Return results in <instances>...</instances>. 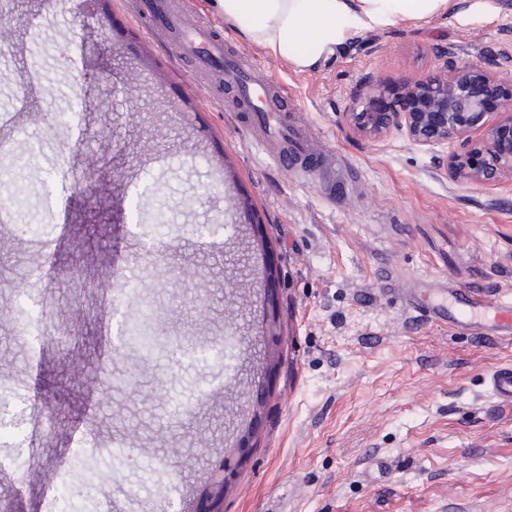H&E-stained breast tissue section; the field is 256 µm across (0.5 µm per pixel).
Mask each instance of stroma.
Wrapping results in <instances>:
<instances>
[{"instance_id": "35a3bbf8", "label": "stroma", "mask_w": 512, "mask_h": 512, "mask_svg": "<svg viewBox=\"0 0 512 512\" xmlns=\"http://www.w3.org/2000/svg\"><path fill=\"white\" fill-rule=\"evenodd\" d=\"M191 2L288 94L339 181L274 165L131 0H0V143L40 150L0 198L43 181L52 202L23 239L0 233V512H194L220 460L219 512H512V414L488 409L512 339L400 295L512 294V181H453L448 147L342 119L371 75L400 112L408 81L461 62L501 72L512 0L367 32L306 70L225 24L216 0ZM158 179L171 233L157 242L130 208ZM142 304L163 333L234 336L231 356L142 358L120 332Z\"/></svg>"}]
</instances>
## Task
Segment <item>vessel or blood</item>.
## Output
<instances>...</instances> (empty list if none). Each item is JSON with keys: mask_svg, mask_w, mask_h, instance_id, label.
Returning <instances> with one entry per match:
<instances>
[{"mask_svg": "<svg viewBox=\"0 0 512 512\" xmlns=\"http://www.w3.org/2000/svg\"><path fill=\"white\" fill-rule=\"evenodd\" d=\"M133 8L155 36H174L176 52L198 71L217 73L224 84L236 89L241 106L250 114L248 130L256 133L275 163L288 169H314L328 163V156L309 152L308 129L289 118L255 69L227 54L228 40L221 31L211 23H191L185 0H135ZM406 303L434 320L458 328L512 334L511 296L475 299L453 288L432 296L411 288L406 293ZM489 384L497 409L512 411V364L495 368Z\"/></svg>", "mask_w": 512, "mask_h": 512, "instance_id": "1", "label": "vessel or blood"}]
</instances>
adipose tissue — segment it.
I'll use <instances>...</instances> for the list:
<instances>
[{
	"label": "adipose tissue",
	"instance_id": "obj_1",
	"mask_svg": "<svg viewBox=\"0 0 512 512\" xmlns=\"http://www.w3.org/2000/svg\"><path fill=\"white\" fill-rule=\"evenodd\" d=\"M227 23L307 69L351 36L445 13L449 0H217Z\"/></svg>",
	"mask_w": 512,
	"mask_h": 512
}]
</instances>
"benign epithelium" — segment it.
<instances>
[{"label":"benign epithelium","instance_id":"1","mask_svg":"<svg viewBox=\"0 0 512 512\" xmlns=\"http://www.w3.org/2000/svg\"><path fill=\"white\" fill-rule=\"evenodd\" d=\"M404 93L413 99V108L374 111L385 84L371 75L358 91L361 110L346 112L343 119L371 140L396 130L423 147L456 144L446 161L455 181L481 186L512 179L511 77H497L477 64L464 63L443 75L410 81ZM225 480L224 470L212 467L204 512H213L211 504L222 498Z\"/></svg>","mask_w":512,"mask_h":512}]
</instances>
